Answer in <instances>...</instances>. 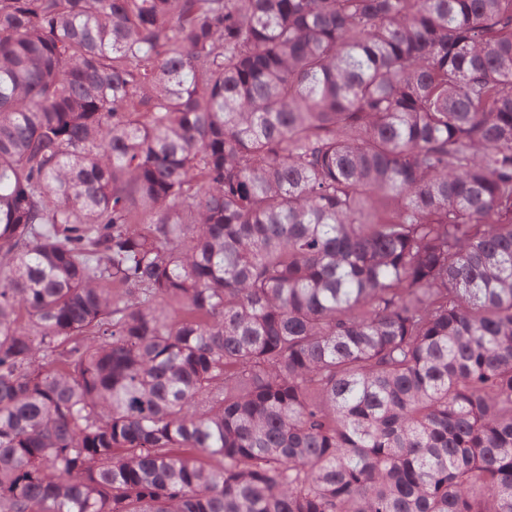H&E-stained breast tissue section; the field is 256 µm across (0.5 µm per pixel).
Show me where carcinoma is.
<instances>
[{
  "instance_id": "cac0c4a2",
  "label": "carcinoma",
  "mask_w": 512,
  "mask_h": 512,
  "mask_svg": "<svg viewBox=\"0 0 512 512\" xmlns=\"http://www.w3.org/2000/svg\"><path fill=\"white\" fill-rule=\"evenodd\" d=\"M0 512H512V0H0Z\"/></svg>"
}]
</instances>
